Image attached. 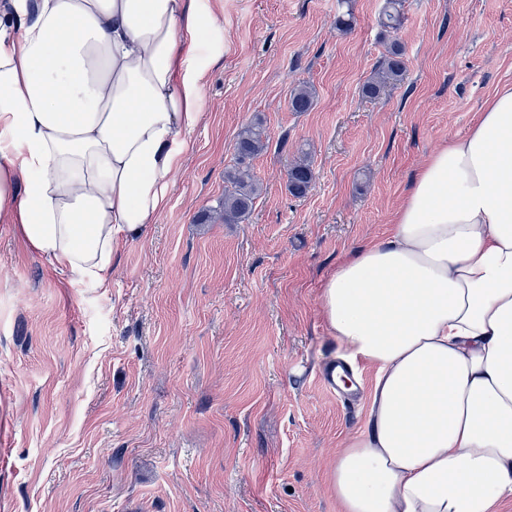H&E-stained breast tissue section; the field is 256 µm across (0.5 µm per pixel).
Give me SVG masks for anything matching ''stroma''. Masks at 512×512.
Instances as JSON below:
<instances>
[{"instance_id":"1","label":"stroma","mask_w":512,"mask_h":512,"mask_svg":"<svg viewBox=\"0 0 512 512\" xmlns=\"http://www.w3.org/2000/svg\"><path fill=\"white\" fill-rule=\"evenodd\" d=\"M201 0V123L170 202L121 243L108 288L71 281L0 221V512H338L327 482L365 422L341 399L323 281L383 240L427 155L512 83V0ZM351 11V30H337ZM403 83L363 84L390 40ZM315 91L307 112L290 91ZM263 190L247 221L200 223L244 125ZM310 155L315 183L288 191ZM402 0H385L380 17V25L386 33L397 31L403 20ZM287 177L288 191L292 196L303 197L309 192L315 172L307 152L301 151V155L289 165Z\"/></svg>"}]
</instances>
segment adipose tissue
I'll list each match as a JSON object with an SVG mask.
<instances>
[{
    "label": "adipose tissue",
    "mask_w": 512,
    "mask_h": 512,
    "mask_svg": "<svg viewBox=\"0 0 512 512\" xmlns=\"http://www.w3.org/2000/svg\"><path fill=\"white\" fill-rule=\"evenodd\" d=\"M198 0H0V218L106 286L169 203L202 114ZM391 235L321 315L371 371L329 475L339 512H500L512 498V85L416 173Z\"/></svg>",
    "instance_id": "obj_1"
}]
</instances>
